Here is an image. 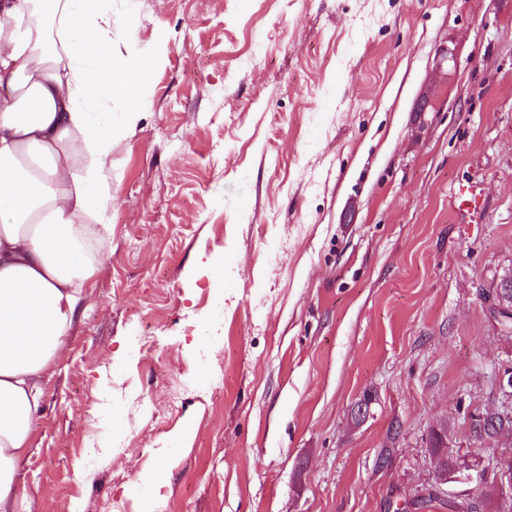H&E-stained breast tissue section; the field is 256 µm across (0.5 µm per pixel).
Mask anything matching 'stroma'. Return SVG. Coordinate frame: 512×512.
Here are the masks:
<instances>
[{"mask_svg": "<svg viewBox=\"0 0 512 512\" xmlns=\"http://www.w3.org/2000/svg\"><path fill=\"white\" fill-rule=\"evenodd\" d=\"M112 10L116 64L151 72L15 512H387L436 432L512 497V431L472 430L512 365L482 298L512 275V0Z\"/></svg>", "mask_w": 512, "mask_h": 512, "instance_id": "obj_1", "label": "stroma"}]
</instances>
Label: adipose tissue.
Listing matches in <instances>:
<instances>
[{
	"mask_svg": "<svg viewBox=\"0 0 512 512\" xmlns=\"http://www.w3.org/2000/svg\"><path fill=\"white\" fill-rule=\"evenodd\" d=\"M112 0H0V512H10L43 380L103 258L88 236L112 203V101L126 124L150 64L116 65L132 30Z\"/></svg>",
	"mask_w": 512,
	"mask_h": 512,
	"instance_id": "adipose-tissue-1",
	"label": "adipose tissue"
}]
</instances>
